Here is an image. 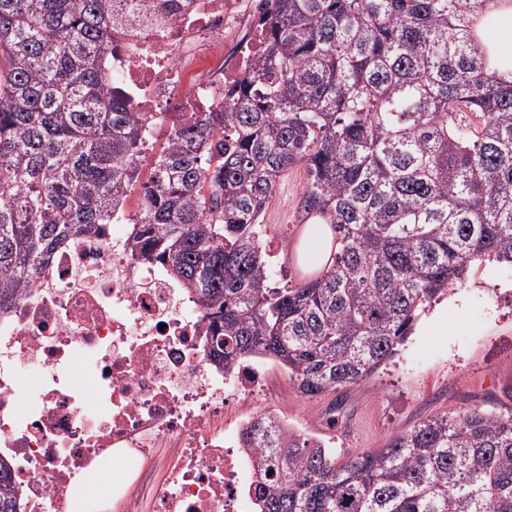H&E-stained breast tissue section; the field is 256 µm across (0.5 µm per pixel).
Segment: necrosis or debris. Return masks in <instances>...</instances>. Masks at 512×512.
Wrapping results in <instances>:
<instances>
[{"mask_svg": "<svg viewBox=\"0 0 512 512\" xmlns=\"http://www.w3.org/2000/svg\"><path fill=\"white\" fill-rule=\"evenodd\" d=\"M241 7L165 0L149 32L113 28L119 93L169 125L216 111L249 60L224 54ZM132 217L68 238L0 310V457L19 512H72L73 481L109 457L125 473L99 495L119 512H255L257 451L224 416L268 391L265 364L212 363L208 319L166 266L131 250Z\"/></svg>", "mask_w": 512, "mask_h": 512, "instance_id": "obj_1", "label": "necrosis or debris"}]
</instances>
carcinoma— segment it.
Here are the masks:
<instances>
[{"label":"carcinoma","mask_w":512,"mask_h":512,"mask_svg":"<svg viewBox=\"0 0 512 512\" xmlns=\"http://www.w3.org/2000/svg\"><path fill=\"white\" fill-rule=\"evenodd\" d=\"M0 0V307L69 236L112 223L156 113L112 94V24L149 0ZM491 0H260L259 51L220 112L169 126L132 247L190 288L214 363L277 360L313 399L391 358L475 263L512 266V80ZM301 165L333 234L317 277L273 288L259 217ZM258 512H512V415L431 417L339 463L260 413ZM0 462V512H17Z\"/></svg>","instance_id":"1"}]
</instances>
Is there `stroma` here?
Wrapping results in <instances>:
<instances>
[{"instance_id": "obj_1", "label": "stroma", "mask_w": 512, "mask_h": 512, "mask_svg": "<svg viewBox=\"0 0 512 512\" xmlns=\"http://www.w3.org/2000/svg\"><path fill=\"white\" fill-rule=\"evenodd\" d=\"M306 182L303 166L286 170L259 217L265 242L288 241L287 256L272 261V282L279 287L311 276L298 259L310 227L301 208ZM267 380L269 395L240 397L231 419L274 413L296 432L332 446L342 461L434 415L511 413L512 267L475 264L466 285L426 308L395 356L356 385L310 399L275 360Z\"/></svg>"}]
</instances>
